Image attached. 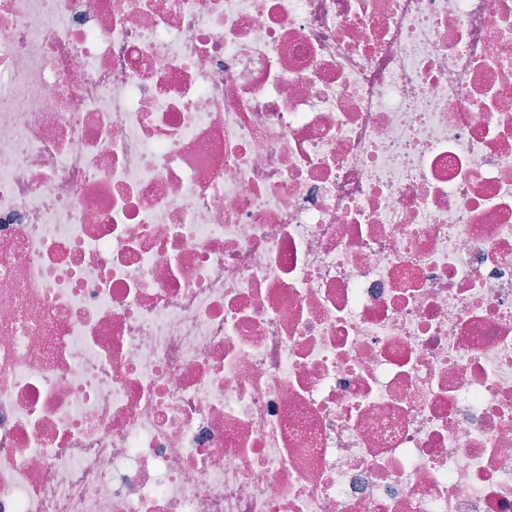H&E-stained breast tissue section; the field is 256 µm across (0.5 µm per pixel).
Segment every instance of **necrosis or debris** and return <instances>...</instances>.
Returning <instances> with one entry per match:
<instances>
[{"mask_svg": "<svg viewBox=\"0 0 512 512\" xmlns=\"http://www.w3.org/2000/svg\"><path fill=\"white\" fill-rule=\"evenodd\" d=\"M0 512H512V0H0Z\"/></svg>", "mask_w": 512, "mask_h": 512, "instance_id": "1", "label": "necrosis or debris"}]
</instances>
